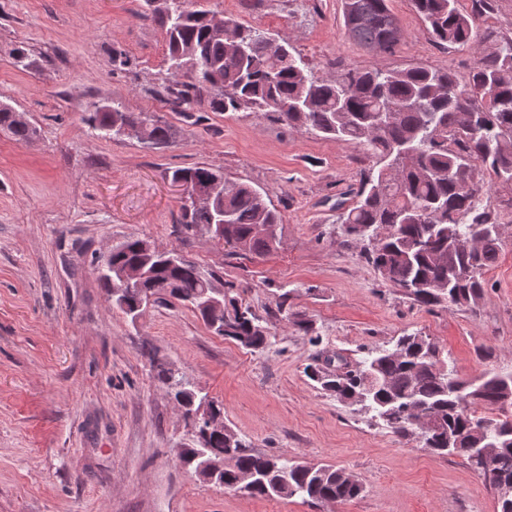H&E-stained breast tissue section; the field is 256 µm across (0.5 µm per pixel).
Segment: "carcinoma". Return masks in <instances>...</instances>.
I'll list each match as a JSON object with an SVG mask.
<instances>
[{"label":"carcinoma","mask_w":512,"mask_h":512,"mask_svg":"<svg viewBox=\"0 0 512 512\" xmlns=\"http://www.w3.org/2000/svg\"><path fill=\"white\" fill-rule=\"evenodd\" d=\"M146 12L165 33L167 72L163 92L176 112H262L295 131L354 144L369 166L352 203L342 212L346 242L358 249L383 281L421 307L473 310L483 274L502 249L499 222L484 205L491 180L512 184V38L500 40L487 19L493 0H412L433 41L470 49L476 62L461 83L446 71L411 66L403 69L347 68L336 79L311 74L301 56L234 18L226 34L215 11L193 0H143ZM345 23L354 41L391 53L402 33L387 0H345ZM89 130L122 137L124 128H141L140 140L169 142L168 125L148 112L104 109L94 103L83 117ZM0 127L28 143L39 129L0 103ZM171 182L208 197L200 207L182 205L180 231L209 233L224 214V231L211 238L237 252L263 256L280 244L281 212L260 190L230 182L214 165L178 168ZM141 271L140 286L112 291L121 274ZM107 297L131 321L154 306L180 304L192 309L214 334L253 352L272 345V334L252 307L229 293L221 305H202L216 274L184 260L175 250L160 251L148 238H128L112 246L98 270ZM292 291L279 295L281 319L316 343L311 320L288 309ZM152 378L186 412H198L200 393L153 346L142 348ZM305 376L341 403L361 405L401 440H415L432 455H455L469 465L487 452L476 468L495 492L512 485V375L488 374L463 380L447 369L443 350L418 333L399 336L389 348L371 352L354 364L338 356L336 369L310 363ZM232 453L235 464L219 475L220 486L237 491L238 474L255 476L248 495L300 497L317 506L355 499L364 484L330 464L260 454L229 426L224 432L199 433L180 449L178 461L197 478L205 463Z\"/></svg>","instance_id":"cac0c4a2"}]
</instances>
